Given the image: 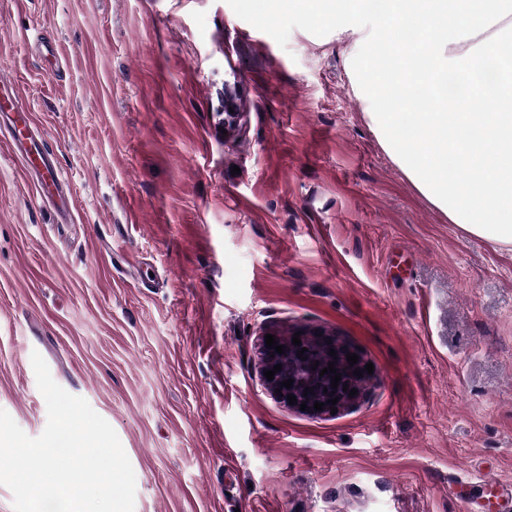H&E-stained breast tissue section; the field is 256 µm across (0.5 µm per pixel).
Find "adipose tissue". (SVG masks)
<instances>
[{"label":"adipose tissue","mask_w":512,"mask_h":512,"mask_svg":"<svg viewBox=\"0 0 512 512\" xmlns=\"http://www.w3.org/2000/svg\"><path fill=\"white\" fill-rule=\"evenodd\" d=\"M290 2L315 28L347 42L346 63L381 145L417 189L451 223L470 235L512 245V82L489 90L478 73L489 59L512 56V0H388L398 28H412L422 41L395 39L390 74L369 78L370 48L388 15L373 13L371 0H262L266 11ZM436 109L417 113L423 131L403 132L411 93ZM454 160L455 178L434 176Z\"/></svg>","instance_id":"adipose-tissue-1"}]
</instances>
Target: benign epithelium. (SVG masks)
Here are the masks:
<instances>
[{"mask_svg": "<svg viewBox=\"0 0 512 512\" xmlns=\"http://www.w3.org/2000/svg\"><path fill=\"white\" fill-rule=\"evenodd\" d=\"M301 344L295 346L292 343V337H275V342L278 345L285 346L283 353L279 354L275 350L266 347V344H261V370H271L277 364H282V370L274 374V380L266 382V386L270 391L281 389V393L276 395V398L286 407L300 409V404H307L306 412L310 414H329L331 408L336 407L341 409L353 402L349 398L348 393L343 391V384H348L349 388L357 390L362 388L365 378L358 377L353 374L355 369L365 370L362 362H357L354 365H349L347 362L346 354L351 352V349L336 338L331 333L319 334L312 331H304L300 335ZM307 348L304 352V358L297 357V350L299 348ZM335 349L337 357L329 355L330 349ZM319 362L317 369H312L314 362ZM334 363L337 372L341 373V380L338 383L337 389L331 388V379L334 374L328 372L321 374V370L328 367V363ZM293 380V385L289 388L280 387V382L284 380ZM310 387L313 392L306 395L304 394L305 388ZM293 394L296 396L297 403L291 405L287 396ZM338 398V402L334 405L328 403V400ZM323 403V411L317 412L314 410L315 402Z\"/></svg>", "mask_w": 512, "mask_h": 512, "instance_id": "7a95c632", "label": "benign epithelium"}]
</instances>
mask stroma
<instances>
[{
	"label": "stroma",
	"instance_id": "obj_1",
	"mask_svg": "<svg viewBox=\"0 0 512 512\" xmlns=\"http://www.w3.org/2000/svg\"><path fill=\"white\" fill-rule=\"evenodd\" d=\"M345 48L287 6L0 0V76L73 194L61 222L0 129V409L43 432L40 353L134 512H512V247L392 162ZM300 330L374 365L337 413L262 380L261 337Z\"/></svg>",
	"mask_w": 512,
	"mask_h": 512
}]
</instances>
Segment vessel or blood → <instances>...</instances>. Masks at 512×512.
Wrapping results in <instances>:
<instances>
[{"label":"vessel or blood","instance_id":"obj_1","mask_svg":"<svg viewBox=\"0 0 512 512\" xmlns=\"http://www.w3.org/2000/svg\"><path fill=\"white\" fill-rule=\"evenodd\" d=\"M0 114L9 120L12 145L23 168L39 174L37 192L46 196L60 190L59 170L50 153L42 147L39 126L33 113L1 76Z\"/></svg>","mask_w":512,"mask_h":512}]
</instances>
